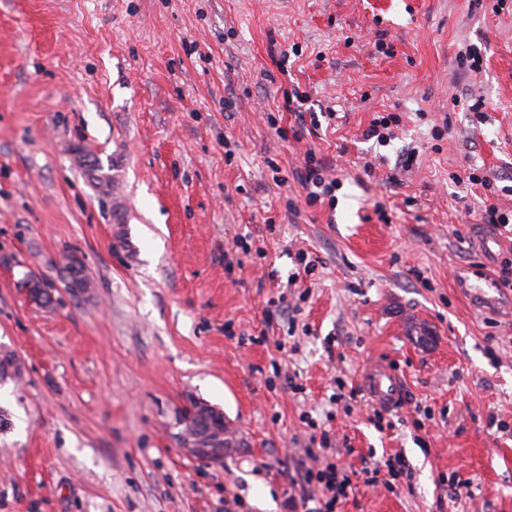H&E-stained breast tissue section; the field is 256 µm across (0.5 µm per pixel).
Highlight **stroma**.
I'll use <instances>...</instances> for the list:
<instances>
[{
	"instance_id": "stroma-1",
	"label": "stroma",
	"mask_w": 512,
	"mask_h": 512,
	"mask_svg": "<svg viewBox=\"0 0 512 512\" xmlns=\"http://www.w3.org/2000/svg\"><path fill=\"white\" fill-rule=\"evenodd\" d=\"M471 2L0 0V351L23 372L0 382V512H290L324 430L336 463L410 473L336 512H512V311L455 285L483 190L451 179L485 167L512 210V0ZM295 87L335 120L299 125ZM378 112L401 117L383 145ZM310 151L335 204L305 200ZM377 360L408 389L379 417ZM196 402L224 414L222 463L177 438ZM399 125V116L394 115L392 113L387 114L386 116L378 115L374 117L369 126L364 130L362 136L365 140H371L376 138L378 144L386 143L387 140L390 141L393 136V132L391 130L392 126ZM387 130V132H384ZM64 268L65 274V286L72 292L84 291L86 288H90V280L85 274V269L82 262L73 254L64 256Z\"/></svg>"
}]
</instances>
